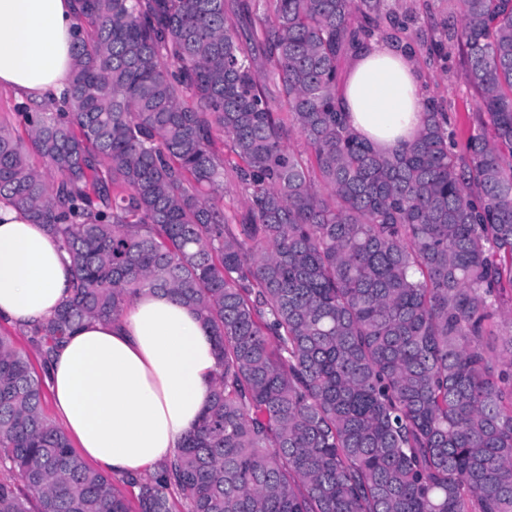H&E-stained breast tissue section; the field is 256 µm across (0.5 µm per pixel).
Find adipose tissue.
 <instances>
[{"label": "adipose tissue", "mask_w": 512, "mask_h": 512, "mask_svg": "<svg viewBox=\"0 0 512 512\" xmlns=\"http://www.w3.org/2000/svg\"><path fill=\"white\" fill-rule=\"evenodd\" d=\"M75 0H0V89L57 101L73 66ZM351 131L382 151L411 143L424 111L417 65L403 46L370 39L338 97ZM63 244L0 199V320L30 328L71 288ZM53 405L84 457L115 476L151 474L194 431L218 371L197 311L144 289L114 322L90 319L47 362Z\"/></svg>", "instance_id": "obj_1"}]
</instances>
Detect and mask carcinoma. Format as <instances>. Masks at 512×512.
<instances>
[{
    "label": "carcinoma",
    "instance_id": "cac0c4a2",
    "mask_svg": "<svg viewBox=\"0 0 512 512\" xmlns=\"http://www.w3.org/2000/svg\"><path fill=\"white\" fill-rule=\"evenodd\" d=\"M383 0H77L62 99L0 121V197L75 279L44 358L143 288L200 315L219 372L136 505L44 410L0 336V512H512V0H455L494 137L426 101L388 152L336 105ZM299 137L310 156L292 151ZM242 207L224 208V185Z\"/></svg>",
    "mask_w": 512,
    "mask_h": 512
}]
</instances>
